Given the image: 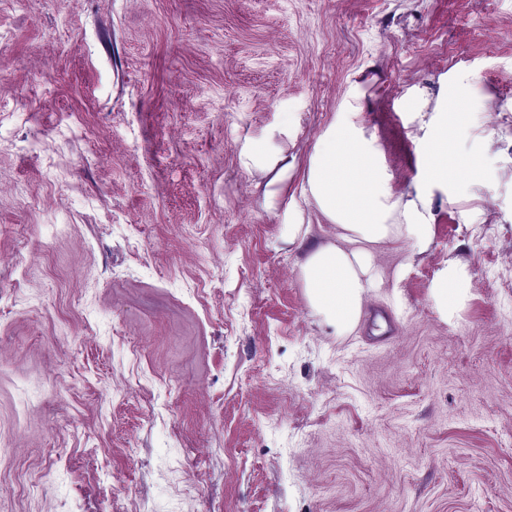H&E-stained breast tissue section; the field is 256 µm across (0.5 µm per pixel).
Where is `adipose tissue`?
<instances>
[{
    "label": "adipose tissue",
    "mask_w": 512,
    "mask_h": 512,
    "mask_svg": "<svg viewBox=\"0 0 512 512\" xmlns=\"http://www.w3.org/2000/svg\"><path fill=\"white\" fill-rule=\"evenodd\" d=\"M422 156L432 178L444 181L460 166L452 127L437 121L422 143ZM243 163L269 176L263 187L267 204L283 200L294 166L283 155L253 142L242 149ZM358 159L360 173L350 177L349 160ZM387 174L356 127L340 122L318 138L308 161L305 194L340 229L337 242L309 248L300 265L307 300L313 310L342 331L355 326L363 301L374 286L369 244L401 237L425 242L430 224L414 202L390 195Z\"/></svg>",
    "instance_id": "obj_1"
}]
</instances>
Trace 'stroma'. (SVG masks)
I'll return each instance as SVG.
<instances>
[{"label": "stroma", "mask_w": 512, "mask_h": 512, "mask_svg": "<svg viewBox=\"0 0 512 512\" xmlns=\"http://www.w3.org/2000/svg\"><path fill=\"white\" fill-rule=\"evenodd\" d=\"M338 121L431 224L347 331L240 156ZM0 512H512V0H0ZM435 112L446 114L447 119L436 122L432 132L421 145L422 156L427 172L431 174L432 178L437 181H447L448 171L458 168L462 163L454 150L452 138L454 123L448 125V113L462 115L463 112H467L465 97L456 86L448 88L447 79L441 81L439 101ZM448 280L452 282V288H448ZM434 290L440 303L446 306L447 309H453L463 299L467 288H465L464 282L460 276L451 274L441 281Z\"/></svg>", "instance_id": "obj_1"}]
</instances>
